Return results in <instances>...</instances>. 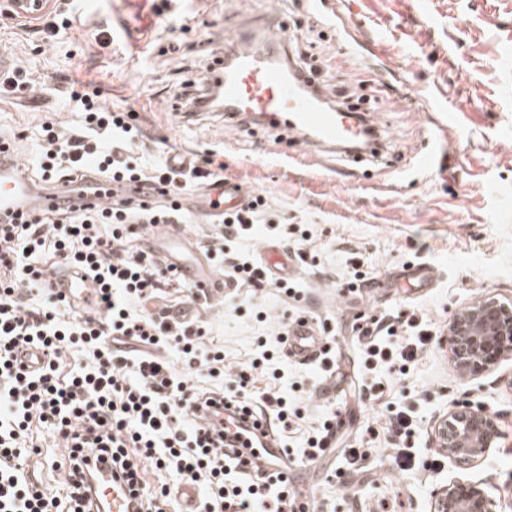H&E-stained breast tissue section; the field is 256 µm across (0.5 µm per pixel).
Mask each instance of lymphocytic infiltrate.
Listing matches in <instances>:
<instances>
[{"label":"lymphocytic infiltrate","instance_id":"obj_1","mask_svg":"<svg viewBox=\"0 0 512 512\" xmlns=\"http://www.w3.org/2000/svg\"><path fill=\"white\" fill-rule=\"evenodd\" d=\"M71 97L81 130L63 136L45 125L34 177L73 183L93 174L116 188L140 183L151 191L116 197L109 208L64 207L0 224V512H87L74 478L106 459L144 512H165L172 502L167 484L148 480L151 471L205 485L199 512H285L296 498L290 479L246 471L239 456L226 453L224 438L185 420L195 414L202 392L194 380L202 374L227 378L229 401L260 406L280 430L299 417L298 408L273 389L255 392L249 371H228L223 348L206 345L204 321L181 319L162 305L165 289L184 281L136 244L152 225L185 223L184 195L223 180V167L147 162L135 153V112L76 91ZM269 221L258 194L224 215V231L207 255L225 278L267 287L246 243ZM57 265L88 274L94 310L78 309L44 279ZM353 330L368 372L406 371L432 341L430 328L412 317H365ZM29 348L39 351V366L21 359ZM171 351L178 363L168 360ZM41 431L60 449L49 463L61 482L54 490L29 470L43 455Z\"/></svg>","mask_w":512,"mask_h":512}]
</instances>
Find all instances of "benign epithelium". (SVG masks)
<instances>
[{"instance_id": "1", "label": "benign epithelium", "mask_w": 512, "mask_h": 512, "mask_svg": "<svg viewBox=\"0 0 512 512\" xmlns=\"http://www.w3.org/2000/svg\"><path fill=\"white\" fill-rule=\"evenodd\" d=\"M448 343L458 373L474 379L512 357V301L482 294L448 320ZM437 447L459 465H472L496 446L499 428L484 407L462 402L435 426ZM482 484L455 479L435 494L433 512H493Z\"/></svg>"}]
</instances>
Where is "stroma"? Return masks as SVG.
Wrapping results in <instances>:
<instances>
[{
    "instance_id": "stroma-1",
    "label": "stroma",
    "mask_w": 512,
    "mask_h": 512,
    "mask_svg": "<svg viewBox=\"0 0 512 512\" xmlns=\"http://www.w3.org/2000/svg\"><path fill=\"white\" fill-rule=\"evenodd\" d=\"M68 12L72 22L54 41L19 28H0L12 46V61L30 74L34 91L22 98L0 96V134L19 135L24 165L36 166L42 127L69 133L79 125L70 74L99 101L137 112L138 150L154 160L180 150L200 164L208 151L223 162L226 177L266 197L271 211L294 225H307V255L295 279L302 302L273 288L241 287L232 296L202 306L212 344L223 347L230 368H249L259 340L269 338L284 316L304 308L335 330L339 369L320 375L295 358L274 357L284 374L277 384L303 413L288 434L291 447L304 445L307 431L326 410L336 412L340 448L312 465L295 466L296 507L307 512H431L434 494L449 481L482 483L497 505L512 512V358L475 379L457 372L447 341L451 316L485 293L512 298V0H48L46 16ZM290 25L308 23L324 32L316 56H328L332 97L354 91L357 44L344 36L359 31L384 58L385 83L368 79L381 98L377 123L385 132L381 158L361 162L341 154L309 151L287 165L291 147L277 134L251 127L231 130L220 112L194 119L172 111L173 83L200 76L216 46H232L244 35L263 37L276 13ZM360 41V42H361ZM409 88L399 93L398 78ZM457 113L444 145L427 128L447 106ZM438 148L441 164L419 170L414 157ZM363 256L370 279L359 294L338 283L349 253ZM425 265L434 279L412 281L410 267ZM253 300L266 318L240 314ZM413 314L433 324L436 342L420 354L407 375L360 376V344L354 317ZM382 380V397L366 400L365 385ZM404 401L416 417L410 441L419 463L400 470V446L387 430L388 403ZM484 406L501 437L484 459L463 468L449 460L431 465L438 448L435 425L456 403ZM344 448L366 451L361 472L331 480Z\"/></svg>"
}]
</instances>
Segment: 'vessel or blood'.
<instances>
[{
  "mask_svg": "<svg viewBox=\"0 0 512 512\" xmlns=\"http://www.w3.org/2000/svg\"><path fill=\"white\" fill-rule=\"evenodd\" d=\"M278 35L269 37L262 56L245 54L232 49L224 56L210 60L204 71L207 87H220L227 119L244 125L250 118L261 120L265 128L286 131L291 142L306 149H336L346 142L359 139L362 128L344 113L336 111L323 97L308 86L304 74L280 60L278 47L284 41L286 21H278ZM56 190L31 182L17 159L0 156V213L16 216L32 215L52 209ZM247 197L239 183L224 181L210 184L198 195L195 205L188 207L189 219L201 215H217L238 207ZM147 249L164 264L174 266L184 280L194 288L204 289L207 295L223 293L228 283L203 255V248L183 227L160 225L153 227L147 237ZM263 263L270 282H282L294 274L292 259L277 248L265 250ZM51 280L60 292L84 309L95 306L94 288L89 279L68 268L51 272ZM287 350L297 360L316 362L326 346V339L312 324L296 320L286 329ZM222 413L247 433L249 443L260 445L262 454L253 457V464L271 473L287 469L288 458L279 445V437L271 432L266 417L254 410H242L227 405ZM99 475L110 481L105 501L96 502L97 512H138L140 502L126 485L112 476V468L101 464Z\"/></svg>",
  "mask_w": 512,
  "mask_h": 512,
  "instance_id": "vessel-or-blood-1",
  "label": "vessel or blood"
}]
</instances>
